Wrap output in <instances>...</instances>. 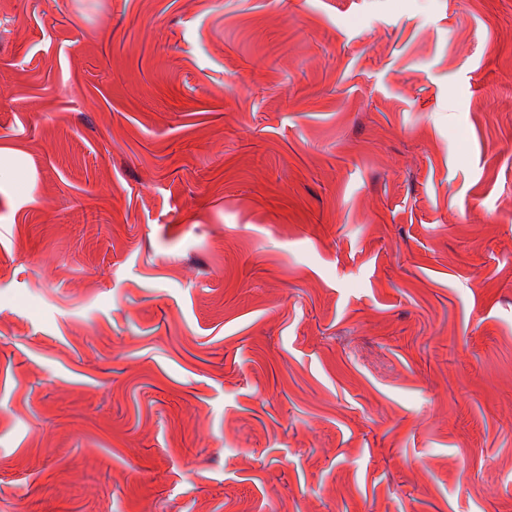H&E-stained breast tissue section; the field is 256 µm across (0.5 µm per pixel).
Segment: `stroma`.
Listing matches in <instances>:
<instances>
[{
  "label": "stroma",
  "mask_w": 512,
  "mask_h": 512,
  "mask_svg": "<svg viewBox=\"0 0 512 512\" xmlns=\"http://www.w3.org/2000/svg\"><path fill=\"white\" fill-rule=\"evenodd\" d=\"M0 512H512V0H0Z\"/></svg>",
  "instance_id": "stroma-1"
}]
</instances>
